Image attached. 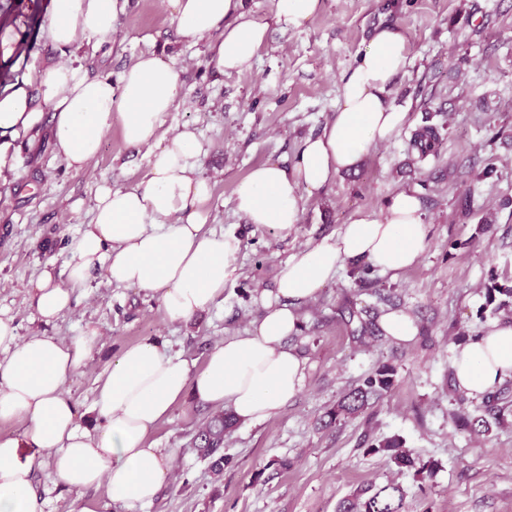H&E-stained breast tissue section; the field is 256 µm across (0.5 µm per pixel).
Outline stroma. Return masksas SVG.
I'll return each instance as SVG.
<instances>
[{
	"label": "stroma",
	"mask_w": 512,
	"mask_h": 512,
	"mask_svg": "<svg viewBox=\"0 0 512 512\" xmlns=\"http://www.w3.org/2000/svg\"><path fill=\"white\" fill-rule=\"evenodd\" d=\"M15 14L12 40L23 51H0V92L48 59L79 56L88 75L115 82L143 54L174 60L181 93L158 134L196 129L199 171L213 189L208 224L239 242L223 301L192 322H167L150 293L97 273L69 310L43 323L28 302L32 282L46 262L64 269L101 186L129 188L145 178L149 150L127 145L115 124L98 156L76 171L55 153L48 122L19 140L10 169L0 174V312L14 317L23 339L98 330L100 345L65 385L85 423L94 421L97 381L123 347L157 338L201 368L215 344L246 335L261 319L278 267L335 236L356 213L381 212L393 194L409 189L430 226L412 268L363 281L355 264L345 263L302 305L287 339L304 367L302 389L270 419L237 424L225 442L222 475L189 447L214 406L190 395L177 402L148 438L177 455L143 512H339L358 489L390 480L402 486L406 512H512V379L505 382L503 423L479 437L459 419L482 415L481 400L449 389L463 338L512 320V0H324L303 28L271 26L252 68L230 75L207 66L208 39L191 43L177 33L168 0H125L111 36L76 54L50 43L46 0H21ZM388 24L408 39L410 63L392 86L407 114L403 127L372 148L357 171L303 194L300 222L290 231L248 223L234 209L236 183L265 162L289 163L304 139L322 132L357 53ZM425 126L438 130L439 144L423 158L411 137ZM381 292L390 304H378ZM374 306L383 315L410 316L413 340L382 331L353 339L358 318ZM384 363L396 369L394 387L360 414L327 424L328 411ZM393 436L416 468L398 469L389 453L373 451ZM34 482L41 512H119L107 506L103 489H69L49 467L36 468Z\"/></svg>",
	"instance_id": "obj_1"
}]
</instances>
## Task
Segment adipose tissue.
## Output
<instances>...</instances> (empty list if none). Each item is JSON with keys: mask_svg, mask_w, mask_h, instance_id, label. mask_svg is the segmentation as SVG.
Here are the masks:
<instances>
[{"mask_svg": "<svg viewBox=\"0 0 512 512\" xmlns=\"http://www.w3.org/2000/svg\"><path fill=\"white\" fill-rule=\"evenodd\" d=\"M170 6L178 34L209 38L208 64L224 74L249 69L270 26L302 28L323 0H274L268 20L244 12L242 0H170ZM120 9V0H52L49 39L59 49H81L111 35ZM408 64L405 33L393 25L376 28L344 75L336 114L322 134L305 139L291 164L254 167L235 186L237 211L249 223L283 233L298 224L302 191L320 190L340 172L358 169L401 128L406 114L391 92ZM180 90L171 60L152 53L125 70L117 87L50 59L0 93V171L46 110L56 152L74 170L98 155L115 123L128 145L150 148L145 179L129 188H100L94 218L72 245L65 284L50 264L32 284L29 303L44 321L68 309L98 269L111 283L151 292L171 322H189L221 301L225 282L236 274L239 244L206 228L211 184L198 172L197 133L187 126L156 137ZM428 231L420 200L407 190L382 213L358 212L336 236L291 255L277 270L276 294L262 319L248 335L215 344L198 370L155 339L125 346L98 383L90 427L64 385L99 344L98 332L65 341L23 339L13 318L0 316V420L24 424L20 435H0V512H37L33 471L44 461L68 487L104 488L108 505L141 512L173 470L174 450L146 440L176 402L190 394L228 408L244 423L276 415L302 387L301 361L286 343L299 325V305L313 300L344 262L391 275L413 267ZM452 367L456 387L470 397L512 378V323L493 325L456 348Z\"/></svg>", "mask_w": 512, "mask_h": 512, "instance_id": "obj_1", "label": "adipose tissue"}]
</instances>
